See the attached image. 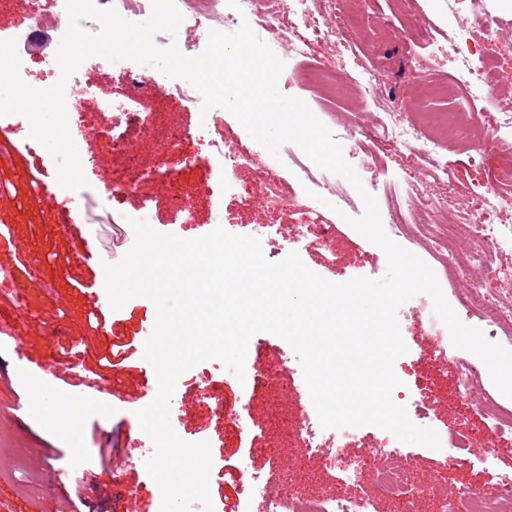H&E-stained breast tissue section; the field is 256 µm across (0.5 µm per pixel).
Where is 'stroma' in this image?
I'll return each mask as SVG.
<instances>
[{"instance_id":"obj_1","label":"stroma","mask_w":512,"mask_h":512,"mask_svg":"<svg viewBox=\"0 0 512 512\" xmlns=\"http://www.w3.org/2000/svg\"><path fill=\"white\" fill-rule=\"evenodd\" d=\"M307 0L314 15H352L354 24L343 40L309 39L305 53L287 56L280 42L282 30L293 26L288 0H255L258 12L275 10L280 27L265 39L284 63L278 79L280 91L302 99L334 136L348 128L371 129L381 104H389L402 118L420 124L423 112L457 110L456 95L422 97L421 85L447 84L454 72L443 47L449 36L464 33L486 59L488 80H496L493 67L512 59V0ZM334 65L332 86L314 84L307 76L324 61ZM374 74L373 89H365L367 74ZM148 111L157 115L159 135L182 131L180 153L196 155L201 146L190 131L201 123L200 104L177 93H162L145 100ZM90 135L85 142L88 155L96 161L87 170L86 188L70 190L57 182L56 161L51 154L28 153L22 147L25 132L0 130V269L26 270V277L12 280L13 293L0 296V456L15 463L14 474L0 476V512H126L123 495L136 490L139 512H156V482L145 468H117L116 462L133 453L144 439L135 412L148 405L157 392L153 366L144 359L140 329L154 325L156 311L144 297L130 299L120 310H112L97 292L103 263L118 262L133 246L125 222L149 198L154 211L153 228L183 238L209 233L216 221L230 225L233 233L254 234L261 224H325L329 227L328 248L301 252L304 264L324 279L344 283L356 277L377 279L387 270V258L376 244L356 231L349 218L360 217L364 205L355 189L342 177L317 170V183L333 186L326 202H318L304 191V179L293 176L309 159L295 144H284L279 156L253 141L232 115L224 117V158L232 160L249 154L251 164L236 169L232 185L220 188L214 168L192 165L176 175L173 189L145 185L138 194L114 204L98 178L112 164L107 137L98 133V103L81 101ZM485 129L467 124L464 134L445 140L442 151L448 157L449 182L426 181L424 195L409 193L406 174L423 173L427 156L395 151L370 140L365 148H353L343 140L346 160L353 165L365 189L378 204L380 215L402 211L404 224L385 225L394 242L419 256L434 271L451 307H458L463 290L447 277L429 249L426 230L432 224L454 221L468 192L482 191L489 166L473 159V144L484 139ZM272 170L283 176L293 199L288 207L252 202L250 195L259 174ZM44 185L54 196L37 203L32 188ZM192 198L196 222L172 221L174 191ZM434 199L426 206L424 198ZM46 283L48 292L30 290L29 279ZM97 323H90V316ZM402 338L408 348L398 357L396 376L408 377L427 387V427L451 434L457 430L482 429V406L461 407L453 393L454 371L436 369L433 338L449 330L437 317L431 297L420 293L397 311ZM123 345V361L103 366L113 345ZM75 365L97 373L108 389L100 394L84 386L63 384L52 366ZM206 371L210 385L224 407L231 412L250 405L255 421L275 414L278 423L265 435L240 431L237 424L215 415L212 400L204 398L194 378ZM39 379L44 397L28 394L30 379ZM292 384L298 392L288 401L277 402L265 384L239 382L225 366L207 360L199 368L182 373L170 405V423L176 434L188 442H208L212 458L209 491L214 512H248L247 476L259 473L273 486L288 493L353 496L365 492L373 497V512H400L387 499L375 496L370 476L360 484L344 483L334 473L310 464L286 472L297 451L289 447L282 423H297L307 397L302 373ZM74 399L79 416L69 431L60 430L52 408L59 395ZM109 449L100 460V449ZM450 489L494 491L497 484L512 478V433L498 437L492 448H473L469 463L449 469L445 475Z\"/></svg>"}]
</instances>
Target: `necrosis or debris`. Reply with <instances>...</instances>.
I'll return each mask as SVG.
<instances>
[{
    "instance_id": "4bbe7bcc",
    "label": "necrosis or debris",
    "mask_w": 512,
    "mask_h": 512,
    "mask_svg": "<svg viewBox=\"0 0 512 512\" xmlns=\"http://www.w3.org/2000/svg\"><path fill=\"white\" fill-rule=\"evenodd\" d=\"M205 3L209 17L223 16L222 29L226 32L237 29L244 20L253 31H265L272 28L276 19L272 13L255 15L253 0H239L240 7L236 10L228 8L225 0H205ZM13 4L22 18L13 34L20 45L28 43L27 29L31 23L51 24L66 14L65 0H13ZM125 78L133 89L129 101L117 103L105 99L99 106L100 124L112 143V166L105 185L116 202L145 183L166 186L174 177V165L182 161L177 135L164 139L155 137L152 114L139 108L142 99L172 90L190 99L198 95L189 81L167 77L150 65H137L126 72ZM372 134L397 149L427 155L432 161L429 178L448 179V159L439 151L440 140L426 135L419 126L404 123L398 113H386L384 119L374 126ZM147 141L153 142L160 158L159 163L153 166L138 162V149ZM509 208H512V161L502 163L483 192L472 196L470 203L458 215L456 224L432 226L434 254L442 267L459 270L483 266L490 262L494 251L512 246V228L491 220L492 213ZM262 236L273 252L290 244H300L311 250L322 248L329 238L327 228H320L315 233L307 224H266L262 227ZM460 305L465 313H481L487 324L488 338H496L498 328L503 325H512V305L496 303L491 294L480 291L476 280L468 281ZM434 364L441 370L450 366L455 368L457 396L461 404H470L479 392L482 367L449 352L448 339L444 336L435 339ZM507 431L512 432V407L493 409L487 415L482 434L459 432L454 435L451 451L442 455L441 470L464 464L477 437L493 439ZM356 436V428L325 429L317 417L307 413L288 432V438L300 458L318 461L326 470H340L345 481L358 482L363 470L367 469L372 473L378 493L384 497L405 504L423 497L447 499L448 487L442 481L436 479L416 484L409 480V459L401 453V443L391 432H381L366 461L350 459L346 453ZM248 497L251 503L256 504L257 512H371L372 506L371 499L362 494L303 498L275 491L269 482L259 479L250 483Z\"/></svg>"
}]
</instances>
